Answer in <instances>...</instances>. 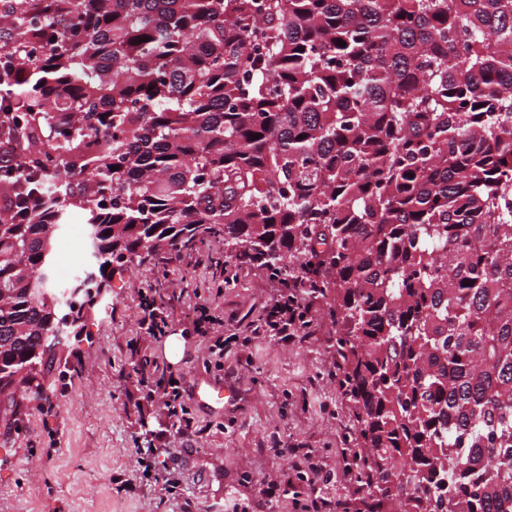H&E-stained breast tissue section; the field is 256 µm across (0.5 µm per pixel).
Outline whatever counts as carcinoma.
Wrapping results in <instances>:
<instances>
[{
  "instance_id": "obj_1",
  "label": "carcinoma",
  "mask_w": 512,
  "mask_h": 512,
  "mask_svg": "<svg viewBox=\"0 0 512 512\" xmlns=\"http://www.w3.org/2000/svg\"><path fill=\"white\" fill-rule=\"evenodd\" d=\"M8 3L11 406L49 400L86 275L221 236L324 302L366 512H512V0ZM75 208L87 264L59 285L42 244Z\"/></svg>"
}]
</instances>
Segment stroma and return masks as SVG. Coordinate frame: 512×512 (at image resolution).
I'll use <instances>...</instances> for the list:
<instances>
[{
  "instance_id": "obj_1",
  "label": "stroma",
  "mask_w": 512,
  "mask_h": 512,
  "mask_svg": "<svg viewBox=\"0 0 512 512\" xmlns=\"http://www.w3.org/2000/svg\"><path fill=\"white\" fill-rule=\"evenodd\" d=\"M84 234L74 213L55 246L59 283L73 278ZM279 298L276 281L226 257L220 237L116 269L104 303L84 320L86 341L55 354L53 410L28 402L20 430L0 436V512H303L317 497L360 498L343 455L347 411L328 377L333 328L315 302L309 327L281 341L263 320ZM151 300L165 314L155 338L140 324ZM202 304L224 321L220 368L197 326ZM172 336L183 342L176 362L165 352ZM146 358L180 377L192 428L161 399L144 398L135 368ZM211 379L233 388L231 405L196 403ZM286 443L313 450L320 487L290 474ZM273 478L274 496L262 497Z\"/></svg>"
}]
</instances>
